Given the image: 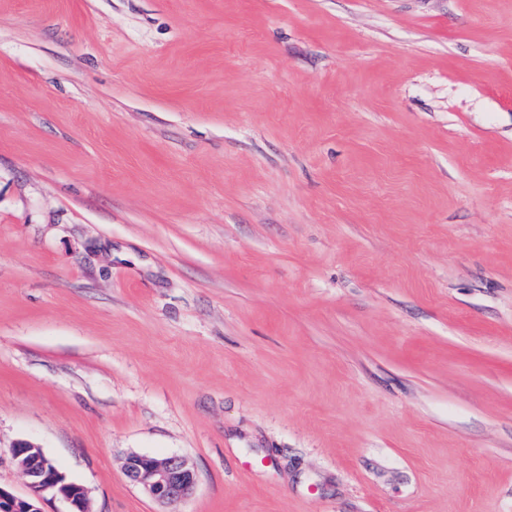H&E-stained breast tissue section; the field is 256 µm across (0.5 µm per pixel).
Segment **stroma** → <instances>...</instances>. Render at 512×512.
Instances as JSON below:
<instances>
[{
  "label": "stroma",
  "mask_w": 512,
  "mask_h": 512,
  "mask_svg": "<svg viewBox=\"0 0 512 512\" xmlns=\"http://www.w3.org/2000/svg\"><path fill=\"white\" fill-rule=\"evenodd\" d=\"M92 512H512V0H0V486ZM10 457L24 476L28 493L18 496L0 486V512H43L40 504L47 493L67 504L68 510L61 512H90L86 488L67 480L41 448L17 441L10 448ZM128 481L141 487L152 498L177 504L189 497L196 485V475L180 457L164 459L130 455L124 464Z\"/></svg>",
  "instance_id": "35a3bbf8"
}]
</instances>
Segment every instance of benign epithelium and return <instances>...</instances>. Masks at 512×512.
<instances>
[{"instance_id":"obj_1","label":"benign epithelium","mask_w":512,"mask_h":512,"mask_svg":"<svg viewBox=\"0 0 512 512\" xmlns=\"http://www.w3.org/2000/svg\"><path fill=\"white\" fill-rule=\"evenodd\" d=\"M10 457L24 476L28 493L18 496L0 486V512H42L40 504L47 493L65 502L66 512H89L86 488L67 480L41 448L21 440L10 448ZM124 474L152 498L171 505L189 497L196 485L194 471L177 456L158 459L131 455L124 464Z\"/></svg>"}]
</instances>
